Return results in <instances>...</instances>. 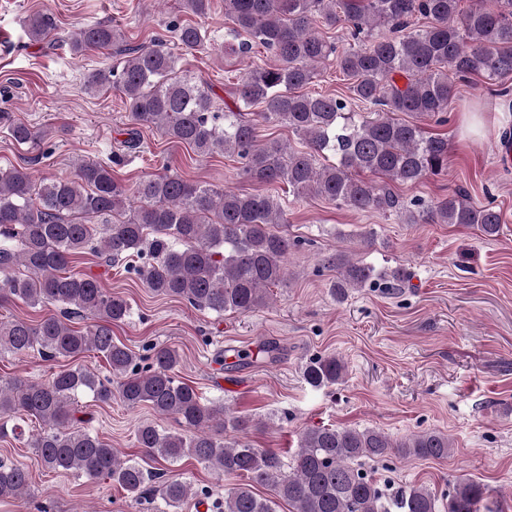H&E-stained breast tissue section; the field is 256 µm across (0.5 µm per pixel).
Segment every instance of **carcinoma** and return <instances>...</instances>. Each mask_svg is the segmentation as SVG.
<instances>
[{
  "label": "carcinoma",
  "instance_id": "carcinoma-1",
  "mask_svg": "<svg viewBox=\"0 0 512 512\" xmlns=\"http://www.w3.org/2000/svg\"><path fill=\"white\" fill-rule=\"evenodd\" d=\"M488 10L460 0H224L232 39L245 53L258 43L275 63L257 67L237 84L235 107H221L205 84L179 68L181 56L203 49L206 34L191 23L172 26L176 49L155 38L127 47L116 25L86 21L66 38L70 52L85 56L113 50L119 64L93 69L85 88L118 90L128 112L125 147L140 148V131L154 128L191 147L200 157L236 155L250 181L288 185V194L394 216L406 224H461L496 237V207L467 195L445 197L412 209L395 185H416L448 169V138L427 136L416 118L442 125L454 99L448 77L482 75L496 81L512 75V0ZM212 0H183L185 12L205 16ZM34 41L57 29L48 11L28 17ZM347 30L352 43L340 48L327 30ZM350 78L349 95L304 91L328 65ZM405 79L398 84L396 77ZM265 111L253 112L255 105ZM366 113H358L354 105ZM404 114L406 118L397 117ZM284 126L305 149L288 142L258 140L257 122ZM0 129L19 144L40 145L53 130H39L0 112ZM287 222L283 204L269 195L245 194L206 182L162 174L127 187L107 162L80 160L74 175L36 181L27 169L0 168V306L48 304L61 314L35 323L0 319V351L40 352L73 365L46 382L0 379V439L16 429V418H34L27 446L37 466L71 472L95 481L109 478L136 499H149L155 512H176L196 496L191 484L153 470L151 464L191 458L215 475L242 483L224 495L221 512H276V501L291 512H480L485 488L459 480L447 492L419 485L387 494L362 469V462L391 454L443 460L453 448L436 431L413 432L394 441L375 428L317 426L305 429L289 461L240 438L250 420L222 403L205 402L195 387L176 378V350L150 347L137 354L112 337V324L131 313L120 296L109 294L94 276L67 272L73 257L94 253L107 265L135 255L138 279L153 293L187 301L222 316L268 307L271 289L288 280L286 259L302 241L276 231ZM331 294L343 300L354 288L375 281V269L339 253ZM92 323L79 330L73 317ZM89 352L104 358L109 375L100 377L78 363ZM346 374L334 355H314L302 366L313 388L334 385ZM90 393L101 403L116 399L129 409L146 405L172 418L179 430L143 423L135 431L139 461L124 459L98 434L73 425V404ZM32 476L0 463V499L24 497ZM270 488L260 497L255 486Z\"/></svg>",
  "mask_w": 512,
  "mask_h": 512
}]
</instances>
